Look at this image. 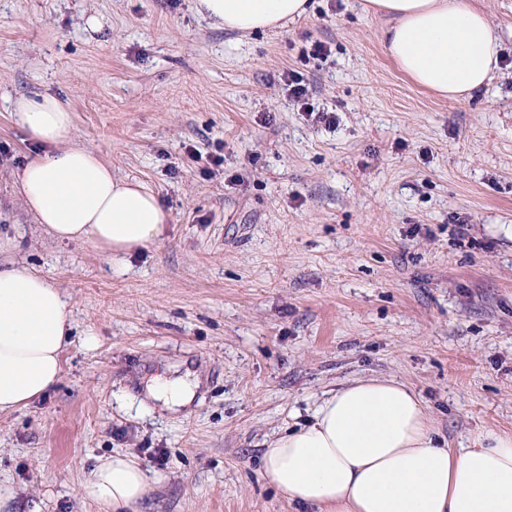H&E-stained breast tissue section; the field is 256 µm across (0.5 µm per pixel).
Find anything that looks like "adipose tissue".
I'll return each instance as SVG.
<instances>
[{
	"mask_svg": "<svg viewBox=\"0 0 512 512\" xmlns=\"http://www.w3.org/2000/svg\"><path fill=\"white\" fill-rule=\"evenodd\" d=\"M388 20L383 43L419 86L468 99L498 69L499 37L471 0H365ZM202 17L229 31L277 30L305 16L309 0H195ZM16 120L49 154L29 160L15 186L57 241L92 240L108 252L152 243L169 215L143 184L113 177L73 142V115L51 94L18 97ZM74 328L69 299L45 277L0 265V413L27 407L58 383ZM268 481L311 512H512V433L470 448L443 447L417 395L392 379L363 378L332 392L303 426L263 452ZM151 479L124 455L105 458L82 485L101 512H126Z\"/></svg>",
	"mask_w": 512,
	"mask_h": 512,
	"instance_id": "1",
	"label": "adipose tissue"
}]
</instances>
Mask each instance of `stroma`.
Masks as SVG:
<instances>
[{"mask_svg": "<svg viewBox=\"0 0 512 512\" xmlns=\"http://www.w3.org/2000/svg\"><path fill=\"white\" fill-rule=\"evenodd\" d=\"M474 2L509 63L455 102L401 72L361 0L246 35L193 0H0V236L74 312L60 382L0 414L13 512H97L81 482L116 454L154 480L139 512H309L263 450L359 378L410 386L445 447L512 431V0ZM290 71L334 128L299 111ZM42 93L159 197L153 244L60 243L25 209L15 174L41 148L10 102ZM187 372L188 406L146 398Z\"/></svg>", "mask_w": 512, "mask_h": 512, "instance_id": "35a3bbf8", "label": "stroma"}]
</instances>
